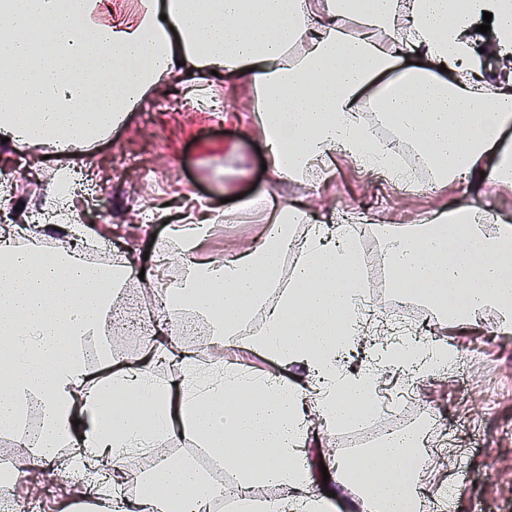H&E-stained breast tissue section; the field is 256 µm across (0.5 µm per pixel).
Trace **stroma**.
Instances as JSON below:
<instances>
[{
  "instance_id": "stroma-1",
  "label": "stroma",
  "mask_w": 512,
  "mask_h": 512,
  "mask_svg": "<svg viewBox=\"0 0 512 512\" xmlns=\"http://www.w3.org/2000/svg\"><path fill=\"white\" fill-rule=\"evenodd\" d=\"M163 99L168 107L153 110V103ZM255 108L249 87L217 80L201 89L180 68L164 75L127 119L93 146L57 152L40 145L18 151L0 142V190L11 193L17 203L52 202L56 194L48 171L63 164L82 165L103 186L113 212L111 222L88 225L87 233L111 243L113 257L132 261L136 272L127 283L147 300L157 291L143 288L137 271L158 260L153 240L170 238L180 218L208 207L235 219L205 239L211 256L225 255L266 229V217L251 214L245 206L266 192L288 203L307 199L311 216L320 223L371 221L377 227L372 234L377 250L382 247L381 225H407L416 214L432 219L447 205L490 208L512 224V187L478 193L462 183H433L404 193L340 153L334 158L333 181L319 189L278 179L261 167L268 152ZM124 156L135 158V165L116 169L114 160ZM447 341L460 354L457 363L414 388L417 406L431 422L425 438L433 444L440 431L455 429L462 460L454 470L437 463L420 482L422 494L446 502L448 512H512V330L494 328L486 316L450 329ZM461 372L481 383L500 380L493 410H486L480 391L459 392ZM306 454L312 490L323 498V512H361L352 489L323 477L324 472H336L339 458L322 422H314L308 431ZM16 492L39 499L42 512H98L94 500L70 483L57 484L49 495L27 482L17 484Z\"/></svg>"
}]
</instances>
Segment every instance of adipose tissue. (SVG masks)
Wrapping results in <instances>:
<instances>
[{
	"label": "adipose tissue",
	"instance_id": "adipose-tissue-1",
	"mask_svg": "<svg viewBox=\"0 0 512 512\" xmlns=\"http://www.w3.org/2000/svg\"><path fill=\"white\" fill-rule=\"evenodd\" d=\"M106 9V0H0V25L14 33L0 62V135L20 147L91 144L181 62L253 88L277 177L307 179L340 151L401 181L393 150L369 138L372 112L440 163L442 180L463 179L478 191L512 182V154L501 144L512 127V0H471L465 11L458 0H138L132 21L117 26L103 21ZM356 11L363 31L354 36ZM487 12V39L500 59L490 78L476 31ZM256 203L269 211L271 231L237 258L193 264L175 296L215 315L212 333L224 337L262 297L255 268L290 280L253 342L280 370L252 381L228 366L223 380L205 383L186 352L175 383L160 387L131 365L91 372L84 348L107 332L113 295L102 284L111 268L88 269L73 249L35 265L29 249L0 247V428L18 426L33 397L44 419L37 448L20 458L14 477L43 471L63 438L80 461L111 467L122 482L118 462L129 448L190 433L238 469L242 490L267 482L289 492L295 512H315L321 499L300 462L307 410L329 425L350 422L361 413L355 400L381 384L383 371L412 369L426 379L453 360L441 342L403 338L382 351L379 368L348 373L337 359L358 336L344 326L359 301L360 273L343 226L313 228L289 267L281 262L287 222L305 212L270 193ZM384 254L401 286L447 298L440 329L490 310L512 321V224L493 211L458 207L432 227L388 228ZM294 365L306 369L307 387L283 377ZM102 381L111 387L107 409L97 398ZM420 446L419 433H398L336 479L353 481L367 510L381 503L385 512H411ZM141 488L133 512H208L215 495L186 461L165 463Z\"/></svg>",
	"mask_w": 512,
	"mask_h": 512
}]
</instances>
